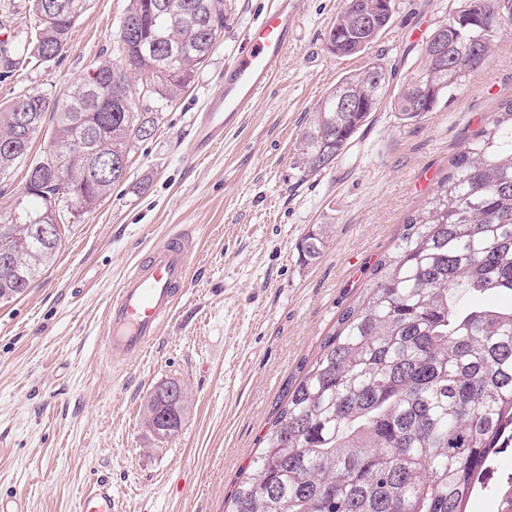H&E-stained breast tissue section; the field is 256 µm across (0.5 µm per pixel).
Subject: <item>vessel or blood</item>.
Segmentation results:
<instances>
[{"label":"vessel or blood","instance_id":"vessel-or-blood-1","mask_svg":"<svg viewBox=\"0 0 512 512\" xmlns=\"http://www.w3.org/2000/svg\"><path fill=\"white\" fill-rule=\"evenodd\" d=\"M297 22L298 0H277L253 26L244 49L225 67L218 89L199 113L184 148L187 158L202 159L223 144L225 131L269 86L292 47ZM194 248L193 230L186 227L152 246L130 267L107 311L103 341L109 356H139L159 336L186 295ZM77 512H112L108 485L98 484L83 494Z\"/></svg>","mask_w":512,"mask_h":512}]
</instances>
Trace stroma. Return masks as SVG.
Masks as SVG:
<instances>
[{"mask_svg":"<svg viewBox=\"0 0 512 512\" xmlns=\"http://www.w3.org/2000/svg\"><path fill=\"white\" fill-rule=\"evenodd\" d=\"M273 0H225L224 29L194 80L137 142L128 175L90 213L71 218L55 262L0 305V497L27 512H75L103 481L114 512H226L261 453L291 383L336 320L361 300L374 263L501 103L512 99V25L447 105L406 122L385 98L344 160L301 177L294 144L337 79L383 59L393 92L422 41L462 0H396L394 20L367 53L332 54L325 34L344 0H300L293 47L263 98L224 143L188 161L197 114ZM129 0H91L59 55L0 80V108L19 96L72 91L118 58ZM196 228L188 292L148 353L114 361L102 336L124 272L176 226ZM330 227L319 260L298 243ZM176 379L182 428L166 439L143 424L150 393Z\"/></svg>","mask_w":512,"mask_h":512,"instance_id":"obj_1","label":"stroma"}]
</instances>
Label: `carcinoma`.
Instances as JSON below:
<instances>
[{
	"label": "carcinoma",
	"instance_id": "1",
	"mask_svg": "<svg viewBox=\"0 0 512 512\" xmlns=\"http://www.w3.org/2000/svg\"><path fill=\"white\" fill-rule=\"evenodd\" d=\"M34 33L0 41V72L61 50L89 0H27ZM326 33L329 50H368L389 26L394 0H345ZM373 24L362 30L359 16ZM512 0H464L422 43L420 62L394 106L416 120L462 90L482 67ZM224 29V0H129L119 30L120 59L97 67L73 91L48 102L19 97L0 110V146L15 140L18 114L28 135L14 153L0 151V177L27 159L52 117L45 158L29 165L0 252L11 253L24 280L0 275V303L24 295L59 247L40 227L66 223L54 209L62 185L77 190L87 213L124 178L100 180L79 158L129 157L156 130L159 109L193 80ZM389 74L376 58L340 77L317 106L296 145L303 176L330 167L377 111ZM146 82L142 98L98 104L131 74ZM352 112L336 111L341 95ZM320 226L298 244L301 259L321 258ZM512 295V100L468 139L425 205L407 218L392 251L372 272L362 301L339 316L264 437V448L238 486L228 512H467L485 487L493 458L512 448V307H475V294Z\"/></svg>",
	"mask_w": 512,
	"mask_h": 512
}]
</instances>
